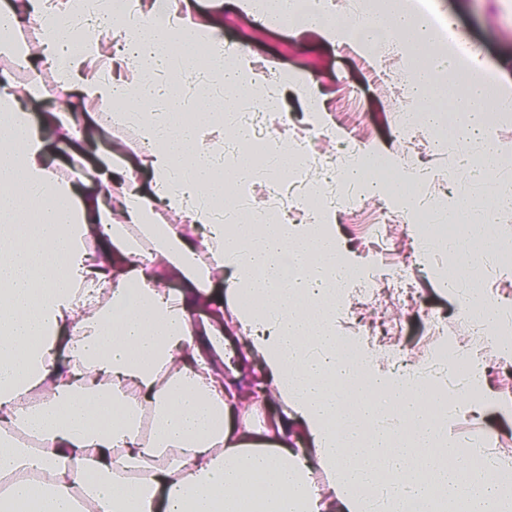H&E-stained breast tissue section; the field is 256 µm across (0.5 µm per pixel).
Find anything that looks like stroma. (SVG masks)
Instances as JSON below:
<instances>
[{"label":"stroma","instance_id":"stroma-1","mask_svg":"<svg viewBox=\"0 0 512 512\" xmlns=\"http://www.w3.org/2000/svg\"><path fill=\"white\" fill-rule=\"evenodd\" d=\"M429 9L439 22L452 23L467 46L477 50L481 69L499 89L512 92V0H428ZM194 17L212 23L228 44L244 50L251 64L266 75L294 73L308 79L311 89L280 87V103L264 112L268 131L287 136L305 151L301 180L325 184L327 176L342 166L344 152H376L402 166L412 158L429 170L452 169L450 181H437L431 191L436 198L467 195L472 219H479L487 199L495 190L492 179L472 176L464 156L480 155L486 146L512 152V122L495 125L487 141L467 146H448L424 128L401 133L398 109L409 103L408 59L398 50L369 49L355 41L335 43L316 30L299 32L261 21L235 4L234 0H192ZM319 106L339 130L341 141H319L308 133L312 106ZM104 119L86 114L87 139L99 151L120 145L130 163L139 161V142L130 130L104 129ZM384 203L367 189H360L354 204H336V237L351 262H373L379 280L393 273L404 275L415 287L412 301L402 305L357 303L355 290H348L336 308V332L354 336L363 350H370L371 336L355 335L351 314L363 317L366 325L384 318L400 322L403 334L397 347L401 360L421 367L427 357L426 340L430 323H440L452 343L465 341L467 322L458 292L449 290L441 275L426 262L419 250L414 227L396 223L390 226L393 246L389 256L376 255L372 227L380 220ZM480 283L486 297L499 308L512 309V268H499L493 255H486L480 269ZM481 374L483 399L480 413L459 406L447 422L449 435L459 441L490 440L495 454L512 464V352L491 347L476 357Z\"/></svg>","mask_w":512,"mask_h":512}]
</instances>
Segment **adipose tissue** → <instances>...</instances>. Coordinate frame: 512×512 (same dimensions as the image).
Listing matches in <instances>:
<instances>
[{
	"label": "adipose tissue",
	"mask_w": 512,
	"mask_h": 512,
	"mask_svg": "<svg viewBox=\"0 0 512 512\" xmlns=\"http://www.w3.org/2000/svg\"><path fill=\"white\" fill-rule=\"evenodd\" d=\"M251 11L362 44L399 41L419 56L411 94L418 122L461 144L483 140V81L447 85L425 54L431 33L394 9L351 28L331 0H251ZM36 32L34 56L54 71L69 112L35 125L11 80L0 82V512H512V481L491 449L448 435L447 380L405 369L382 377L351 360L336 334V296L350 283L332 224H283L254 213L218 224L254 169L225 170L230 113L197 98L182 105L176 77L199 73L205 45L224 104L254 80L242 54L208 24L154 0H0V29ZM82 52L70 53L73 43ZM147 79L112 76L104 45ZM133 125L148 151L146 189L118 150L62 177L40 126L83 141L85 104ZM119 199L120 223L110 200ZM512 186L493 194L482 223L448 206V232L422 250L448 252L474 285L469 306L488 324L498 308L478 288L479 262L497 250V217ZM263 372L258 399L281 417L257 429L224 376V323ZM309 449L292 448L296 436Z\"/></svg>",
	"instance_id": "1"
}]
</instances>
